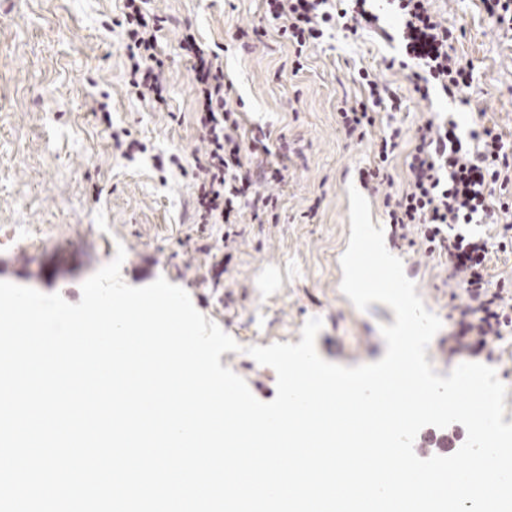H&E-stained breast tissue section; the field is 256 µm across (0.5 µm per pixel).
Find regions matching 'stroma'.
Returning <instances> with one entry per match:
<instances>
[{
	"label": "stroma",
	"mask_w": 512,
	"mask_h": 512,
	"mask_svg": "<svg viewBox=\"0 0 512 512\" xmlns=\"http://www.w3.org/2000/svg\"><path fill=\"white\" fill-rule=\"evenodd\" d=\"M260 5L148 0L150 12L171 20L159 34L168 89V104L159 108L126 85L128 59L110 29L120 0H0V281L76 303L82 282L124 245V282L143 287L163 277L182 287L239 344V351L221 355V365L268 402L276 395V373L247 347L299 343L305 322L318 317V354L353 367L384 356L380 327L395 322L390 307L374 302L358 310L340 289V259L351 235L348 187L372 163L382 133L376 127L351 139L339 125L344 99L361 95L354 74L378 70L400 97V111L381 110L383 124L415 132L430 107L460 131L484 124L512 142V26L497 23L486 0H432L453 30L454 53L472 67L473 82L462 97L436 93L427 103L404 71L383 67V58L401 55L400 42L367 29H338L309 48L297 71L292 46L278 38L275 22L263 21ZM259 23L264 36L241 50L237 29ZM189 34L222 47L228 102L243 112L246 130L268 132L264 160L285 174L263 188L278 199L275 213H244L235 248L213 256L198 251L189 222L191 178L160 172L153 161L175 153L187 166L200 146L195 59L183 47ZM100 97L108 104L103 114L93 111ZM124 128L147 147L132 161L111 147V131ZM21 245L26 252L18 261L14 251ZM402 250L428 264L417 293L442 327L426 359L449 376L466 357L448 354V259L418 242Z\"/></svg>",
	"instance_id": "stroma-1"
}]
</instances>
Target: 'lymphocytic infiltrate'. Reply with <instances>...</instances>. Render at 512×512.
Listing matches in <instances>:
<instances>
[{
  "mask_svg": "<svg viewBox=\"0 0 512 512\" xmlns=\"http://www.w3.org/2000/svg\"><path fill=\"white\" fill-rule=\"evenodd\" d=\"M119 18L122 47L130 62L128 84L138 99L165 104V60L158 33L165 20L147 14L146 0H122ZM400 20L398 35L405 55L415 67L410 75L422 100L432 92L454 96L470 86L471 68L448 50V22L432 10L430 0H393ZM267 19L276 21L280 38L296 56L323 42L330 30L351 32L381 29V18L369 0H264ZM197 83L202 95L197 137L203 145L194 156V221L227 224L243 207L265 211L270 196L259 193L264 183L281 182L280 168L251 166L248 155L263 150L264 134L244 136L243 115L229 106L224 90V61L216 51L194 45ZM364 98L343 101L338 115L346 136H364L375 127L377 109H398L400 102L376 72L359 70L356 77ZM415 145L406 158L404 188L385 193L384 206L400 240L417 233L427 251L447 254L448 285L465 302L448 334V352L467 351L493 360L496 343L512 326V284L492 283L487 270L488 238L470 233L473 224L512 220V147L495 128L481 126L462 135L454 120L427 113L416 129Z\"/></svg>",
  "mask_w": 512,
  "mask_h": 512,
  "instance_id": "f902f5d3",
  "label": "lymphocytic infiltrate"
}]
</instances>
